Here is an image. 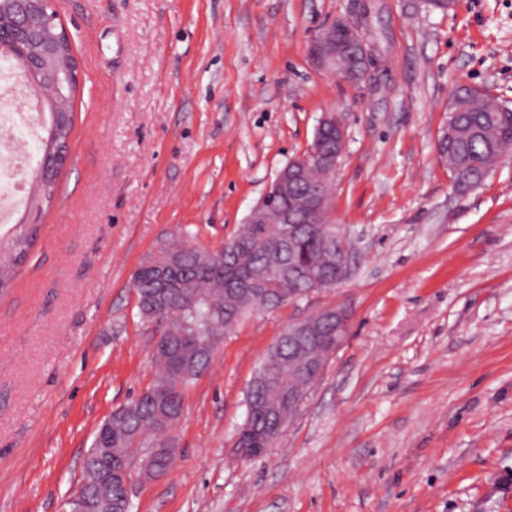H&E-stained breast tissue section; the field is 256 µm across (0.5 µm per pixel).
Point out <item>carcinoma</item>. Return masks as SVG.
I'll return each instance as SVG.
<instances>
[{"mask_svg": "<svg viewBox=\"0 0 512 512\" xmlns=\"http://www.w3.org/2000/svg\"><path fill=\"white\" fill-rule=\"evenodd\" d=\"M77 82L58 75V94L67 111L56 115L54 140L38 146L43 157L72 137V100ZM448 125L437 140V151L459 186H474L491 174L503 154L512 150V106L493 105L485 90L459 85L448 102ZM325 170L311 166L290 171L288 197L299 198L305 185L319 187L312 224H299L291 239L286 224H241L227 246L213 252L180 238L164 241L133 275L140 316L168 323L174 333L156 350L159 376L153 387L112 413L84 460L82 491L87 512H131L126 488L136 461L145 471L162 474L172 467L175 449L167 433L182 411V389L207 369L212 354L201 343L231 334L254 310H275L288 303V289L302 276L321 281L333 275L331 238L336 225L328 218L333 186L323 182ZM58 172L38 176L25 208L40 214L56 195ZM41 225L17 224L0 236V291L10 287L20 265L35 245ZM276 362V377L265 386L249 388L255 409L246 426L260 430L276 417L282 394L304 382L301 356H288V340L279 338L265 360Z\"/></svg>", "mask_w": 512, "mask_h": 512, "instance_id": "obj_1", "label": "carcinoma"}]
</instances>
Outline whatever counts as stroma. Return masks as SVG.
<instances>
[{
  "label": "stroma",
  "mask_w": 512,
  "mask_h": 512,
  "mask_svg": "<svg viewBox=\"0 0 512 512\" xmlns=\"http://www.w3.org/2000/svg\"><path fill=\"white\" fill-rule=\"evenodd\" d=\"M351 0H56L82 73L72 154L0 295V512H67L112 411L157 377L132 277L163 240L220 250L324 113L346 131L329 211L345 285L247 315L184 388L173 467L132 512H512V154L457 189L437 153L461 84L512 102V0H380L386 71L317 72ZM349 333L261 457L246 394L289 321Z\"/></svg>",
  "instance_id": "stroma-1"
}]
</instances>
